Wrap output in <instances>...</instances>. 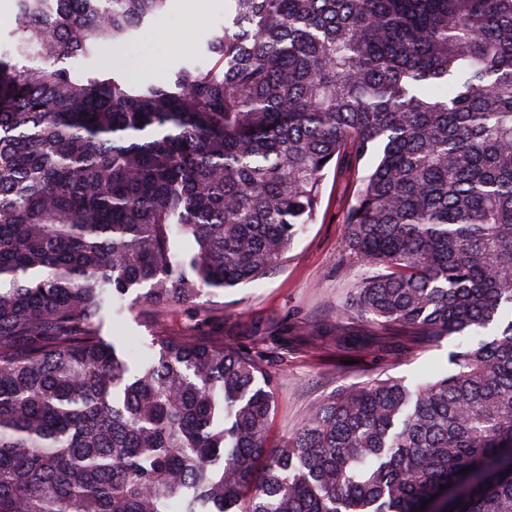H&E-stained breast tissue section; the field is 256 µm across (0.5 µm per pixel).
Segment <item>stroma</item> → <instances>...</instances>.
Wrapping results in <instances>:
<instances>
[{"mask_svg":"<svg viewBox=\"0 0 512 512\" xmlns=\"http://www.w3.org/2000/svg\"><path fill=\"white\" fill-rule=\"evenodd\" d=\"M190 0H169L165 11L141 31L140 43L105 47L95 60L105 73L129 70L161 82L223 22L227 0H204L203 22L189 14ZM355 176L329 170L317 217L305 225L279 263L263 278L225 290L206 305H176L154 316L133 310L106 316L101 333L136 347L158 332L173 336H223L225 342L268 355L278 378L277 403L268 442L279 447L303 416L328 396L370 379L394 377L408 383L446 371L459 339L419 337L404 351L375 350L371 328L340 308L363 267L343 247L345 215Z\"/></svg>","mask_w":512,"mask_h":512,"instance_id":"35a3bbf8","label":"stroma"}]
</instances>
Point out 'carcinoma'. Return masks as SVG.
Returning <instances> with one entry per match:
<instances>
[{"label":"carcinoma","mask_w":512,"mask_h":512,"mask_svg":"<svg viewBox=\"0 0 512 512\" xmlns=\"http://www.w3.org/2000/svg\"><path fill=\"white\" fill-rule=\"evenodd\" d=\"M14 2L0 512H512V0H229L164 83L92 62L168 0ZM365 162L342 314L478 337L443 375L351 387L268 455L264 359L101 336L135 290L159 315L264 277Z\"/></svg>","instance_id":"cac0c4a2"}]
</instances>
